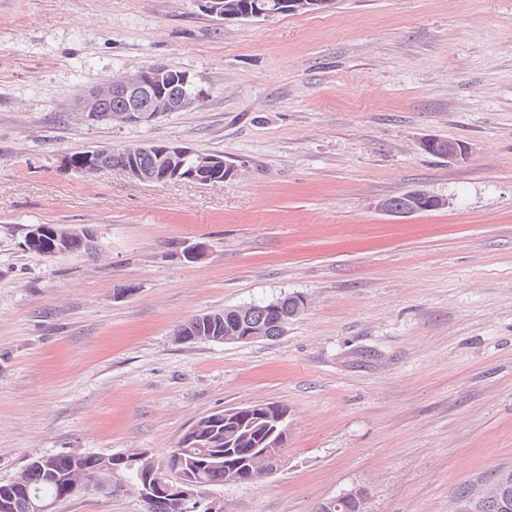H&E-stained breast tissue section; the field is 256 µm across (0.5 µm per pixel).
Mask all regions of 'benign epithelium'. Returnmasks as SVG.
<instances>
[{
	"instance_id": "1",
	"label": "benign epithelium",
	"mask_w": 512,
	"mask_h": 512,
	"mask_svg": "<svg viewBox=\"0 0 512 512\" xmlns=\"http://www.w3.org/2000/svg\"><path fill=\"white\" fill-rule=\"evenodd\" d=\"M335 4V0H288V7L292 11L301 10L325 11ZM280 4L276 0H253L243 10L224 14L226 19H267L280 13ZM174 82L182 87V94L177 98L153 95L152 90L159 86ZM119 91L129 96L133 107L126 112L115 116L103 114L99 108L102 99ZM192 102V83L189 75L174 72L167 67H145L134 73L119 74L103 84L92 88L77 98L74 112L84 122L92 124L99 121L116 122L121 125L147 123L165 112H179ZM112 152L109 146H98L87 149L82 156V168L88 172H95L102 168L100 161L104 155ZM161 156L167 159L163 170V180L168 183L202 181L201 171L216 166L224 168V160L218 158H204L203 154L192 147L170 143L161 149ZM286 416H281L279 425L273 427L270 433L271 441L261 451L265 459V474L270 475L277 470L281 461L282 448L287 438ZM30 471L15 478L6 486L11 500L19 502L27 512H51L54 504L32 501L28 495L30 486ZM512 481V471L503 472L498 479L485 487L480 493H465L456 497L452 502L451 512H485L486 498L489 492L499 485ZM139 497L145 503L147 512H153L159 497L174 496L178 502L188 506L199 501V496L188 489V483L183 477L174 482L161 484L151 481V476L139 469L138 471Z\"/></svg>"
}]
</instances>
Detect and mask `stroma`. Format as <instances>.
<instances>
[{"instance_id": "stroma-1", "label": "stroma", "mask_w": 512, "mask_h": 512, "mask_svg": "<svg viewBox=\"0 0 512 512\" xmlns=\"http://www.w3.org/2000/svg\"><path fill=\"white\" fill-rule=\"evenodd\" d=\"M159 64L201 98L139 125L75 100ZM462 143L466 158L425 152ZM223 155L221 182L81 177L91 146ZM422 190L408 218L375 201ZM31 224L97 253L25 250ZM203 245L206 256L182 252ZM286 295L284 336L175 341L189 318ZM276 402L278 470L224 512H449L512 469V0H337L219 20L199 0H0V485L61 453L163 458L196 419ZM54 512H144L87 488Z\"/></svg>"}]
</instances>
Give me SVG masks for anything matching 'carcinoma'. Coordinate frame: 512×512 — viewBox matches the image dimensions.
I'll return each instance as SVG.
<instances>
[{
    "label": "carcinoma",
    "mask_w": 512,
    "mask_h": 512,
    "mask_svg": "<svg viewBox=\"0 0 512 512\" xmlns=\"http://www.w3.org/2000/svg\"><path fill=\"white\" fill-rule=\"evenodd\" d=\"M136 163L143 179L160 182L163 169L159 154L145 153L131 157L125 151H112L101 164L123 170L130 163ZM64 229L60 224L47 225V231L37 238L24 236L25 248L37 254H50L58 246L54 230ZM96 250L94 236L71 239L70 254L80 256ZM305 308V300L299 295H286L266 304H250L223 311L210 312L202 317H193L181 324L178 330L193 329L199 336L211 342H222L231 334L244 336L248 331H256L274 340L284 335L288 323L300 315ZM287 413V408L277 403L257 404L239 408L235 419H220L211 423L210 416H203L191 426L173 448L166 461L159 462L153 456L142 461L145 468L155 471V475L165 481L168 474L178 476L192 473L203 484L202 490L223 486L238 480L240 484L252 483L260 479L259 458L255 449L261 447L269 434L268 426L279 414ZM112 464L109 456L96 454L64 453L49 460L44 471L32 475L29 487L31 498L46 502L58 499L61 489L69 494L76 493L86 480L98 474L97 468Z\"/></svg>",
    "instance_id": "carcinoma-1"
}]
</instances>
